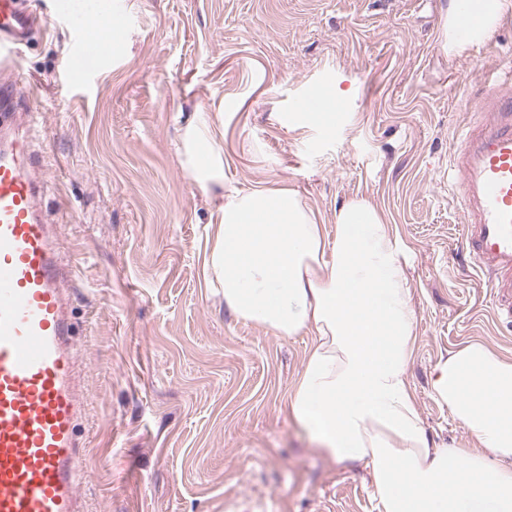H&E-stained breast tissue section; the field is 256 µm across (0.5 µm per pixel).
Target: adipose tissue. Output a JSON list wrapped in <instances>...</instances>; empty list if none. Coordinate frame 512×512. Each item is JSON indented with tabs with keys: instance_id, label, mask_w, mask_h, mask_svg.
<instances>
[{
	"instance_id": "1",
	"label": "adipose tissue",
	"mask_w": 512,
	"mask_h": 512,
	"mask_svg": "<svg viewBox=\"0 0 512 512\" xmlns=\"http://www.w3.org/2000/svg\"><path fill=\"white\" fill-rule=\"evenodd\" d=\"M481 24L451 52L484 42L512 0H474ZM207 120L182 135L185 169L217 213L205 279L239 318L310 345L288 394L290 416L335 461L363 464L379 512H512V359L481 342L436 363L431 390L470 432L467 448L435 445L411 390L416 319L400 243L358 200L327 233L285 187L224 191V157L200 155Z\"/></svg>"
}]
</instances>
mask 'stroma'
<instances>
[{
    "instance_id": "obj_1",
    "label": "stroma",
    "mask_w": 512,
    "mask_h": 512,
    "mask_svg": "<svg viewBox=\"0 0 512 512\" xmlns=\"http://www.w3.org/2000/svg\"><path fill=\"white\" fill-rule=\"evenodd\" d=\"M101 71L66 70L81 32L58 0L14 48L17 97L68 282L88 452V512H378L363 464L337 463L288 413L308 338L233 314L204 278L211 200L178 152L206 118L225 190H294L327 227L368 200L399 240L416 318L409 379L435 444L471 434L431 391L441 356L480 341L512 358L485 303L448 169L482 70L512 54L448 53L449 0H117ZM336 94L329 126L297 101Z\"/></svg>"
}]
</instances>
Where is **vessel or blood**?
Returning a JSON list of instances; mask_svg holds the SVG:
<instances>
[{
  "label": "vessel or blood",
  "instance_id": "vessel-or-blood-1",
  "mask_svg": "<svg viewBox=\"0 0 512 512\" xmlns=\"http://www.w3.org/2000/svg\"><path fill=\"white\" fill-rule=\"evenodd\" d=\"M36 18L0 0V52L27 41ZM111 39L85 38L70 67L95 72ZM511 66L486 74L491 92L455 151L456 201L468 258L494 315L512 322ZM16 85L0 81V512H84L86 449L75 429L82 402L67 271L45 219L30 143L16 124Z\"/></svg>",
  "mask_w": 512,
  "mask_h": 512
}]
</instances>
